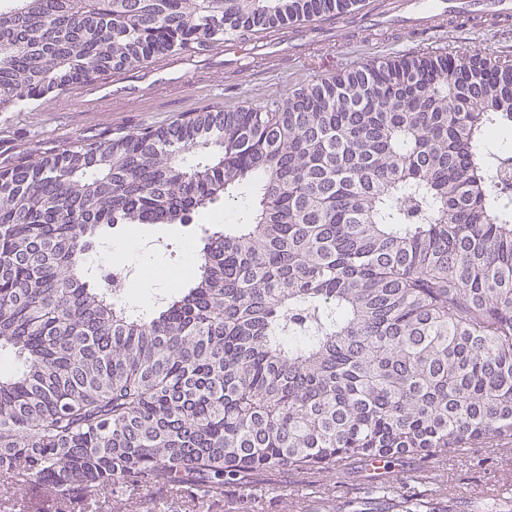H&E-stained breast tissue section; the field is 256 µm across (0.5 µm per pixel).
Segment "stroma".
<instances>
[{
	"instance_id": "35a3bbf8",
	"label": "stroma",
	"mask_w": 512,
	"mask_h": 512,
	"mask_svg": "<svg viewBox=\"0 0 512 512\" xmlns=\"http://www.w3.org/2000/svg\"><path fill=\"white\" fill-rule=\"evenodd\" d=\"M422 43L395 34L373 32L357 43H342L316 53L315 61L288 58L271 62L251 58L241 74L208 73L193 90H168L157 96L146 111L71 112L53 111L54 96L0 112V168L19 158L38 159L47 149L63 150L76 139L112 136L144 126H164L209 107L234 109L285 98L289 91L312 80L333 76L378 58L422 50ZM431 50L512 56V26L487 25L459 34L445 33L430 45ZM210 216L198 214L188 224H148L138 230L141 248L117 257V264L139 270L144 254L156 265L171 268L187 264L184 244L199 240ZM373 479L371 471L352 469L343 477L314 471L263 472L246 487L225 488L223 496L208 501L200 512H238L240 504L257 498L256 512H358ZM512 486V447L495 451L474 448L469 461L449 455L447 480L441 484L415 485L411 492L430 502L433 512H491L489 500L502 486ZM0 512H57V497L37 480L30 479L0 497ZM87 512H188V506L162 488L137 491L123 498L102 492Z\"/></svg>"
}]
</instances>
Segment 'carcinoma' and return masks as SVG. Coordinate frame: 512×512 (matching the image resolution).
<instances>
[{"instance_id": "cac0c4a2", "label": "carcinoma", "mask_w": 512, "mask_h": 512, "mask_svg": "<svg viewBox=\"0 0 512 512\" xmlns=\"http://www.w3.org/2000/svg\"><path fill=\"white\" fill-rule=\"evenodd\" d=\"M355 0H0V112ZM512 57L423 51L0 168V477L65 507L512 442ZM251 190L244 216L221 204ZM147 316L84 262L188 224ZM377 499L401 495L390 481Z\"/></svg>"}]
</instances>
